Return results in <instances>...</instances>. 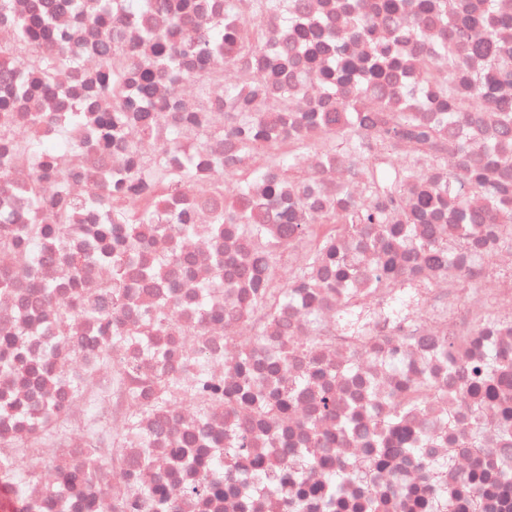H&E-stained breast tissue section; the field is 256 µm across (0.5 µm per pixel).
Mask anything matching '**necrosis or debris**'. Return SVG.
<instances>
[{
	"label": "necrosis or debris",
	"instance_id": "1",
	"mask_svg": "<svg viewBox=\"0 0 512 512\" xmlns=\"http://www.w3.org/2000/svg\"><path fill=\"white\" fill-rule=\"evenodd\" d=\"M157 2L136 19L116 2L106 27L94 20L97 0H86L81 13L69 0H43L48 30L40 48L65 41L77 66L19 99L0 75V98L15 100L16 137L55 140L70 113H82L79 153L43 157L46 169L68 173L67 245L49 232L35 249L0 251V355L14 367L0 375V458L18 462L8 477L10 512H155L159 498L164 512H330L334 477L342 482L341 512H416L422 500L469 512L476 497L483 512H512V484L501 478L512 459V435L501 433L512 422V232L499 230L476 197L467 207L479 219L476 233L466 249L453 250L454 211L421 210L428 188L479 164L512 189V79L485 94L481 111L451 125L440 117L429 64L449 49L463 79L484 59L438 23L408 12L393 26L378 17L382 0H363L364 33L338 44L322 33L345 27L353 0H289L286 19L230 9L225 0ZM218 19L232 34L224 49L182 58L172 77L153 84L148 105L125 107L118 133L106 135L102 119L111 103L96 93L105 30L118 32L138 61L156 53L147 31L166 28L177 40ZM260 30L267 45L247 52ZM338 60L370 89L359 97L343 84L342 96L357 101L353 113L337 111L308 75ZM201 77L210 80L201 106L204 136L169 139L197 107ZM231 82L239 86L234 97L224 90ZM285 89L294 93L288 109ZM252 108L260 130L298 150L295 171L272 165L251 146L239 116ZM396 112L412 113L435 136L422 144L401 135L397 150L381 159L315 144L324 126L352 128L377 144L386 115ZM162 144L171 167L236 184V206L263 226L281 256L277 269L235 226L213 233L214 211L198 196L170 189L157 193L169 230L142 237L136 259L125 260L129 233L112 224L107 192L129 155L145 157ZM412 162L422 178L383 207L377 181ZM253 168L264 170L276 195L265 185L239 189ZM5 176L12 190L0 193V223L11 229L30 220L28 161ZM378 207L386 214L381 235L369 224L351 231L325 222L310 238L296 230L308 214ZM321 237L336 259L315 278L304 277ZM33 252V277L19 276ZM376 269L392 284H426L427 301L397 327L348 341L336 329L338 312L351 302L376 308L387 299L370 285ZM117 279L124 285L118 304L110 290ZM282 289L288 304L268 310L265 298ZM66 302L74 305L71 316L57 322ZM487 367L491 378H477ZM161 370L183 395L158 407L154 380ZM211 384L243 392L261 386L286 406L267 420L220 405L202 422L193 405ZM326 389L336 396V411L324 415L316 396ZM399 409L405 419L398 427L378 429ZM446 417L452 427L442 426ZM478 430L483 441L475 451L468 441ZM233 435V459L211 467ZM63 457L77 461L86 479L67 483ZM367 462L369 480L356 479L354 469ZM103 465L106 489L90 479ZM440 466L447 476L432 482L428 473ZM197 482L208 490L195 498L187 488Z\"/></svg>",
	"mask_w": 512,
	"mask_h": 512
}]
</instances>
